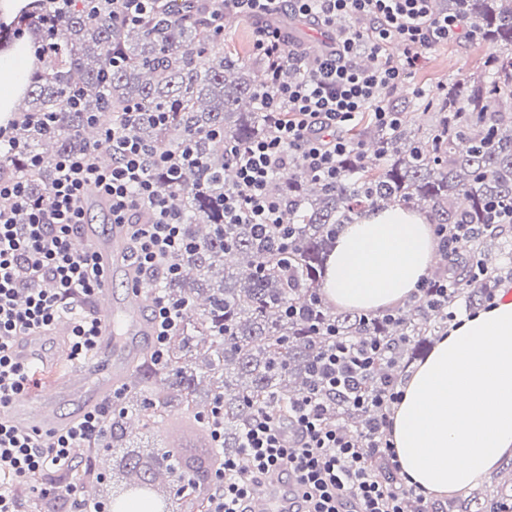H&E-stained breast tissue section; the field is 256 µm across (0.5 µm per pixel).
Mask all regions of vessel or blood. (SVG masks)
I'll return each instance as SVG.
<instances>
[{
  "label": "vessel or blood",
  "mask_w": 512,
  "mask_h": 512,
  "mask_svg": "<svg viewBox=\"0 0 512 512\" xmlns=\"http://www.w3.org/2000/svg\"><path fill=\"white\" fill-rule=\"evenodd\" d=\"M85 233L95 239V252L105 277H113L122 271L127 258L125 236L118 226L113 224L103 229L89 226ZM97 307L96 356L105 372L104 377L93 382L86 373L79 371L60 379L46 395L14 400L8 406L12 425L22 429H65L70 420L62 415L60 401H73L88 412L97 407L114 386L128 384L129 363L133 356L145 351L153 334L151 321L141 314L142 296L140 292L130 291L118 300L111 288L106 287L98 296ZM291 488L287 480L275 481L267 493L260 496L259 512H290Z\"/></svg>",
  "instance_id": "obj_1"
}]
</instances>
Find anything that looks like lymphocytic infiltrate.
Masks as SVG:
<instances>
[{
	"label": "lymphocytic infiltrate",
	"instance_id": "f902f5d3",
	"mask_svg": "<svg viewBox=\"0 0 512 512\" xmlns=\"http://www.w3.org/2000/svg\"><path fill=\"white\" fill-rule=\"evenodd\" d=\"M232 5L246 16L311 17L336 31L332 47L310 64L291 56L294 66L306 68L301 80L260 92L273 125L270 135L231 153L236 180L224 193V221L253 225L262 237L288 234L283 205L268 194L274 175L298 163L309 174L335 179L336 162L350 148L346 131L367 112L380 127L396 128L400 115L385 107L386 92L406 79L422 50L468 35L457 16L433 17L429 0H232ZM341 16L361 17L370 28L363 34L339 29ZM395 41L404 45L403 57L386 56L371 68L359 65L363 44L385 52ZM103 151L111 154V165L100 163ZM193 161L188 152L148 150L112 126L102 128L94 149L58 159L46 198H33L21 181L0 176V512H26L22 485L35 480L49 512H108L106 502H85L83 482L96 476L89 459L99 450L100 433L118 409L122 390L66 430L18 429L4 410L39 388L41 380L37 363L17 359L13 348L22 337L50 332L69 313L74 317L70 361L83 365L94 357L93 304L102 275L92 248L75 245L86 219L83 202L93 191L109 201L112 223L127 228L134 283L152 290L151 360L162 362L186 307L154 284L177 275L166 260L187 243L182 222L168 208L152 172ZM20 212L26 223H16ZM327 332L332 339L315 363L322 393L347 396L355 408L374 414L373 428L359 435L346 432L320 412L311 394L289 407L290 429H282L275 413H258L243 431L238 452L229 454L224 413L212 409L202 421L204 446L179 458L183 474L201 489L207 512H247L246 502L278 475L301 485L293 512H405L410 494L425 502L422 490L402 473L391 439V414L402 390L358 388L383 344L373 340L357 347L335 339V326Z\"/></svg>",
	"mask_w": 512,
	"mask_h": 512
}]
</instances>
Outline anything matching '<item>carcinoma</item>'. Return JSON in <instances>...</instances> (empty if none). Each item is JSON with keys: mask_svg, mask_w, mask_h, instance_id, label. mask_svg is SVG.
Here are the masks:
<instances>
[{"mask_svg": "<svg viewBox=\"0 0 512 512\" xmlns=\"http://www.w3.org/2000/svg\"><path fill=\"white\" fill-rule=\"evenodd\" d=\"M218 9L203 0H164L161 22L137 27L72 9L59 32L61 50L37 66L17 114V136L40 166L29 168L22 155L0 163L42 198L58 158L89 150L86 132L112 122L149 147L175 154L189 147L203 163L175 176L154 170L191 243L172 258L181 273L155 287L190 308L163 363L151 364L146 353L137 357L136 382L106 426V448L132 447L129 417L149 432L172 414L197 410L203 396L208 406L224 407V452H235L253 415L272 408L286 423L288 404L318 386L314 363L329 324L351 343L360 336L388 343L386 361L360 388L399 381L408 361L446 327L431 297L410 300L392 319L385 312L335 313L320 297L339 228L369 210L419 209L450 233L457 224L485 225L466 242L449 240L431 275L448 279V307L479 306L512 283V227L490 220L494 207L512 210V0H448V12L495 51L477 76L451 78L438 95L417 102L431 115L428 126L403 122L390 130L368 121L350 134L336 180L319 181L299 166L272 179L273 196L288 202V241L260 238L250 224L224 223V186L235 175L226 149H244L270 131L257 98L269 63L259 54L248 62L224 51L210 17ZM116 52L126 63L114 68ZM74 89L81 91L76 112L66 106ZM132 108L136 114L127 115ZM31 112H55L57 122L47 129L24 121ZM156 112L167 120L157 123ZM491 242L509 249L507 263L494 264ZM331 412L347 429H363L368 419L340 399ZM128 476L158 484L185 480L174 462L155 470L139 457L129 461ZM508 498L512 482L494 481L449 500L448 512H471L478 502L489 510ZM177 512H206L205 499L185 494Z\"/></svg>", "mask_w": 512, "mask_h": 512, "instance_id": "cac0c4a2", "label": "carcinoma"}]
</instances>
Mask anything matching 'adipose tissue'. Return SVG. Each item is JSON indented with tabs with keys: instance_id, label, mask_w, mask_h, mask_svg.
I'll return each instance as SVG.
<instances>
[{
	"instance_id": "obj_1",
	"label": "adipose tissue",
	"mask_w": 512,
	"mask_h": 512,
	"mask_svg": "<svg viewBox=\"0 0 512 512\" xmlns=\"http://www.w3.org/2000/svg\"><path fill=\"white\" fill-rule=\"evenodd\" d=\"M29 49L0 53V112L13 111L31 69ZM439 246L425 216L404 208L347 225L328 259L322 291L342 309L404 303ZM392 440L412 484L443 497L481 483L512 460V300L451 326L408 379Z\"/></svg>"
}]
</instances>
